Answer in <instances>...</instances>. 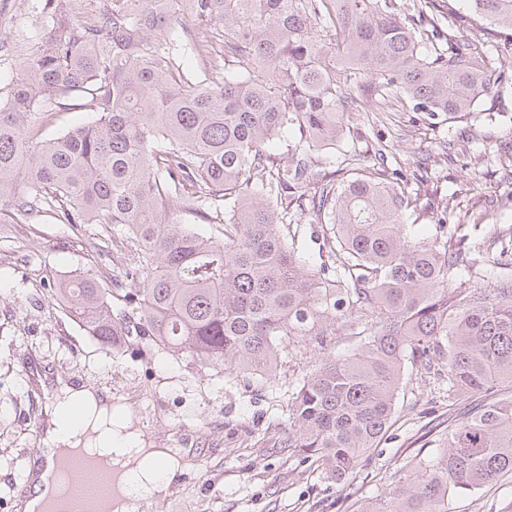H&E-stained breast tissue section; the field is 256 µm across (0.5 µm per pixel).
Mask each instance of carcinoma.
Wrapping results in <instances>:
<instances>
[{
    "mask_svg": "<svg viewBox=\"0 0 512 512\" xmlns=\"http://www.w3.org/2000/svg\"><path fill=\"white\" fill-rule=\"evenodd\" d=\"M68 2L45 0L41 49L0 102V223L99 224L98 253L121 228L134 263L110 279L133 288L116 307L95 277L60 280L73 319L102 346L146 336L266 376L291 337L322 344L336 313L367 314L361 350L321 359L292 393L288 447L327 476L355 473L394 424L408 364L447 384L448 406L484 403L449 414L442 447L357 512H451L457 492L512 477V396H499L512 385V252L474 288L446 217L439 238L411 237L408 211L428 203L407 183L315 171L370 97L435 118L505 84L512 0H191L203 24L191 41L174 0H112L90 21ZM206 34L224 37L219 82L185 66ZM71 98L95 119L33 140L38 116ZM299 211L322 227L315 268L290 231Z\"/></svg>",
    "mask_w": 512,
    "mask_h": 512,
    "instance_id": "1",
    "label": "carcinoma"
}]
</instances>
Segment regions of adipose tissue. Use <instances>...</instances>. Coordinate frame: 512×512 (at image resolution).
Wrapping results in <instances>:
<instances>
[{
  "instance_id": "1",
  "label": "adipose tissue",
  "mask_w": 512,
  "mask_h": 512,
  "mask_svg": "<svg viewBox=\"0 0 512 512\" xmlns=\"http://www.w3.org/2000/svg\"><path fill=\"white\" fill-rule=\"evenodd\" d=\"M52 394L43 440L45 456H53L63 446L93 447L107 435L113 448L132 462L126 471L128 502L116 512H129V501L139 497L165 493L181 463L166 450L147 446L125 405L107 403L105 396L90 384L61 381Z\"/></svg>"
}]
</instances>
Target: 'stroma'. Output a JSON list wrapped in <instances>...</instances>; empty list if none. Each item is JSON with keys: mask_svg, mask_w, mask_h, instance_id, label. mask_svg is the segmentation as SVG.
I'll use <instances>...</instances> for the list:
<instances>
[{"mask_svg": "<svg viewBox=\"0 0 512 512\" xmlns=\"http://www.w3.org/2000/svg\"><path fill=\"white\" fill-rule=\"evenodd\" d=\"M44 0H0V99L46 33ZM346 135L319 156L318 171L340 170L348 156L359 169L382 168L387 178L423 177L417 189L432 209L415 231L432 237L440 212L448 242L472 258L471 283L482 286L501 246L512 243V89H491L477 112L431 121L403 98L346 114ZM452 140L450 155L438 145ZM386 162H379V152ZM95 224H0V512H23L14 485L32 470L42 448L46 397L31 368L47 380L81 378L129 407L134 425L153 447L168 449L182 469L148 512H356L361 501L390 491L399 470L435 453L445 429L448 397L432 381L406 371L395 423L356 478L340 482L312 472L289 448L298 427L289 398L327 355L345 357L363 339L337 316L324 341L294 337L279 353L270 379L171 356L148 338L99 345L73 321L54 294L70 271L104 276L130 259L122 245L98 254ZM451 512H512V481L455 494Z\"/></svg>", "mask_w": 512, "mask_h": 512, "instance_id": "obj_1", "label": "stroma"}]
</instances>
